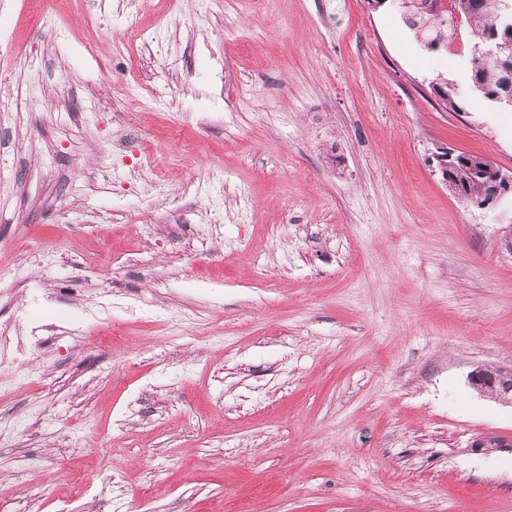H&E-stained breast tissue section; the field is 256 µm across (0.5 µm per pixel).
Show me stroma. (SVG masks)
Masks as SVG:
<instances>
[{"instance_id": "35a3bbf8", "label": "stroma", "mask_w": 512, "mask_h": 512, "mask_svg": "<svg viewBox=\"0 0 512 512\" xmlns=\"http://www.w3.org/2000/svg\"><path fill=\"white\" fill-rule=\"evenodd\" d=\"M141 4L0 0V512H512V203L429 164L512 110L391 0ZM469 382L481 394L512 402V368L489 371L486 366H477L470 372Z\"/></svg>"}]
</instances>
